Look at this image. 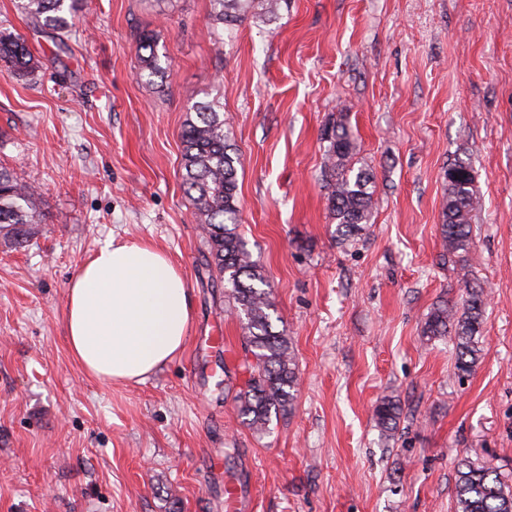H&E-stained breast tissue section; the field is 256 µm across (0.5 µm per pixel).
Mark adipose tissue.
Returning a JSON list of instances; mask_svg holds the SVG:
<instances>
[{
	"label": "adipose tissue",
	"mask_w": 512,
	"mask_h": 512,
	"mask_svg": "<svg viewBox=\"0 0 512 512\" xmlns=\"http://www.w3.org/2000/svg\"><path fill=\"white\" fill-rule=\"evenodd\" d=\"M190 322L183 276L150 243L105 241L67 288V345L104 383L141 382L166 366L181 353Z\"/></svg>",
	"instance_id": "1"
}]
</instances>
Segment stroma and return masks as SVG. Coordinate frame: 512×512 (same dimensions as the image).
I'll return each instance as SVG.
<instances>
[{
  "instance_id": "35a3bbf8",
  "label": "stroma",
  "mask_w": 512,
  "mask_h": 512,
  "mask_svg": "<svg viewBox=\"0 0 512 512\" xmlns=\"http://www.w3.org/2000/svg\"><path fill=\"white\" fill-rule=\"evenodd\" d=\"M0 0L38 61L0 64V165L39 187V232L0 238V512H454L461 460L512 485V0H288L210 36V0H88L70 32ZM169 70L137 79L139 30ZM217 101L241 153L240 232L298 363L292 410L239 415L240 322L206 266L182 184L188 109ZM346 113L375 176L367 230L337 241L320 181ZM468 162L482 207L464 266L444 258V172ZM165 248L189 288L180 355L141 383L87 377L66 289L107 239ZM484 288L483 353L454 374L430 309ZM401 404L394 439L372 409Z\"/></svg>"
}]
</instances>
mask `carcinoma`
Returning <instances> with one entry per match:
<instances>
[{"label": "carcinoma", "mask_w": 512, "mask_h": 512, "mask_svg": "<svg viewBox=\"0 0 512 512\" xmlns=\"http://www.w3.org/2000/svg\"><path fill=\"white\" fill-rule=\"evenodd\" d=\"M288 0H211L213 24L231 31L247 20L270 22ZM86 0H26L21 8L33 25L62 33L72 26ZM143 54L136 75L153 83L167 70L154 34H138ZM0 61L18 77L35 70L37 63L26 42L0 32ZM223 106L205 102L194 107L182 132L183 187L199 218L208 250L207 265L224 283L231 310L242 324L244 341L254 362L247 365L246 389L235 398L242 423L257 434L266 432L272 417L285 414L294 402L297 372L286 331L273 324L274 303L268 282L238 231V148L225 129ZM321 181L327 190V208L341 242L357 239L372 217L374 176L355 169L357 144L344 119L324 131ZM448 183L441 212L443 254L452 258L474 245L471 224L481 205L471 167L455 160L445 171ZM37 191L0 167V233L20 245L37 233ZM487 295L481 288L465 286L457 307L443 301L433 307L424 323L430 339L451 337L455 345V370L460 377L476 367L482 351ZM401 408L393 396L380 398L373 419L385 439L398 428ZM454 512H512V488L495 469L461 463L455 485Z\"/></svg>", "instance_id": "1"}]
</instances>
